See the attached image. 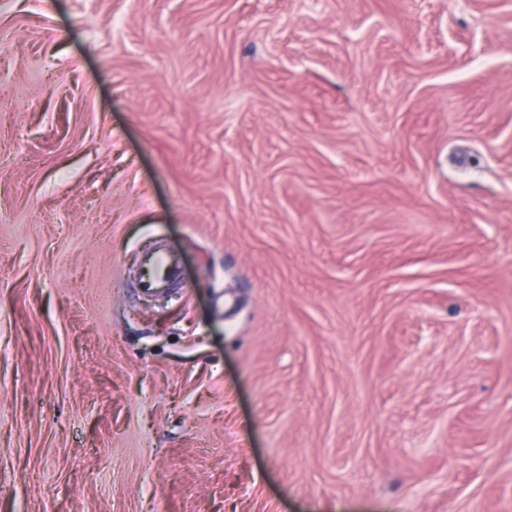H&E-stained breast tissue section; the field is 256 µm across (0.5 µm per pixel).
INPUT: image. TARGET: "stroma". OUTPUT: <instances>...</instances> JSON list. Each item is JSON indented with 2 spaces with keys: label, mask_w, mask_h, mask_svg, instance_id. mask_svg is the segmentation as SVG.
<instances>
[{
  "label": "stroma",
  "mask_w": 512,
  "mask_h": 512,
  "mask_svg": "<svg viewBox=\"0 0 512 512\" xmlns=\"http://www.w3.org/2000/svg\"><path fill=\"white\" fill-rule=\"evenodd\" d=\"M0 512H512V0H0ZM178 270L173 259L162 249L148 253L142 260L141 287L148 292H158L174 280Z\"/></svg>",
  "instance_id": "stroma-1"
}]
</instances>
